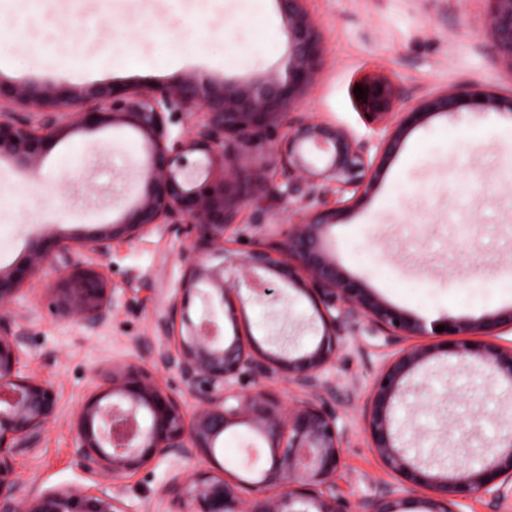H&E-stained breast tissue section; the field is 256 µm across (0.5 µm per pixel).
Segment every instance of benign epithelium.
<instances>
[{"instance_id":"obj_1","label":"benign epithelium","mask_w":512,"mask_h":512,"mask_svg":"<svg viewBox=\"0 0 512 512\" xmlns=\"http://www.w3.org/2000/svg\"><path fill=\"white\" fill-rule=\"evenodd\" d=\"M290 51L284 73H269L247 84L218 85L188 76L174 86L117 84L74 88L67 84H15L0 76V161L35 175L39 164L69 130L93 131L104 126L127 127L142 141L145 164L141 193L111 224H99L65 243L53 234L29 242L25 259L0 271V305L11 301L45 265L55 264L56 281L48 288L50 312L80 318L90 327L102 324L111 311V288L91 264L73 259L85 250L106 253L112 242L132 239L168 224H186L191 234L181 298L172 302L168 318L186 327L167 364L177 367L189 384H203L213 396L187 416L179 400L139 365L117 366L75 412L80 465L114 480L134 474L159 457L191 461L214 457L224 432L247 423L274 450L269 468L252 483L244 498L224 478L208 472L191 477L194 512H345L336 493L341 470L343 434L336 415L315 400L292 405L263 389L241 391L236 384L250 378L281 379L314 396L325 374L336 366L342 332L357 321L372 333L398 345L367 392L363 431L368 448L396 479L394 485L367 500L363 512H457V505L480 493H497L512 483V432L497 436L482 460L466 457L436 467L409 457L394 429L396 404L402 402L412 377L441 356L479 368L512 390V346L488 338L512 330V307L477 320L445 317L427 323L388 303L363 280L348 274L329 248V230L341 216L336 193H354L362 200L380 178L383 161L404 136L436 114L470 108L508 110L512 96L501 97L469 85H450L422 98L407 112L395 113L396 91L382 72L357 84L367 97L356 99L369 120L379 125L376 154L340 127L299 119L288 126V147L282 163L288 172L285 194L288 231L271 246L255 247L234 260L241 277L224 279V265L210 266L205 255L225 252V233L237 228L241 177L228 145L251 147L254 136L274 128L315 85L323 47L316 20L304 0H278ZM483 23L490 30L503 67L512 71V0H482ZM204 112L208 120L172 137L169 125L177 115ZM200 153L204 163L227 162L228 178L211 183L197 178L188 155ZM324 154L319 168L313 161ZM275 274L307 297L321 324L319 342L297 356L267 351L250 334L226 340L216 317L189 316L194 296L218 301L236 320V301L246 284L258 301H274L283 292L266 278ZM445 326L442 332L436 331ZM413 336H431L428 344H405ZM21 334L0 319V512H124L104 490L47 491L30 500L15 497L11 458L36 444L59 413L53 386L19 369ZM224 390L221 396L214 392ZM271 487L280 488L275 496Z\"/></svg>"}]
</instances>
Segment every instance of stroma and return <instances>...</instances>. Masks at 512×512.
<instances>
[{
    "label": "stroma",
    "mask_w": 512,
    "mask_h": 512,
    "mask_svg": "<svg viewBox=\"0 0 512 512\" xmlns=\"http://www.w3.org/2000/svg\"><path fill=\"white\" fill-rule=\"evenodd\" d=\"M319 25L323 61L316 85L292 111L346 129L373 144L376 131L358 109L354 84L382 69L404 111L451 84L475 85L512 96V74L497 62L482 0H305ZM274 42L273 52L260 44ZM181 55L156 60L173 45ZM289 52L277 0H0V76L25 85L102 83L172 85L184 77L246 84L281 69ZM288 127H280L238 153L240 169H262V183L237 209L242 232H227L226 276L236 257L269 240L268 227L284 223L288 173L281 156ZM145 161L132 130H81L63 136L44 159L39 177L0 161V269L26 255L30 239L45 229L69 238L118 220L142 188ZM341 217L330 230L336 257L393 306L426 321L453 316L478 319L512 307V119L493 109L438 114L412 129L389 156L374 189L357 204L341 198ZM189 238L172 224L132 240L114 242L104 255L80 254L112 285V313L91 328L59 319L47 308L54 266L40 270L5 309L22 334L20 369L49 382L59 414L34 449L13 458L18 498L48 490H104L125 512H190L187 477L205 471L228 481L253 480L268 467L271 450L248 426L228 429L213 457L192 463L171 457L136 475L112 481L83 469L76 454L75 410L104 383L113 366L143 365L178 397L186 412L206 396L189 388L163 357L177 330L167 308L186 276ZM236 322L224 336L249 333L264 348L280 343L303 352L318 338L309 328L308 299L289 289L283 300L254 301L240 291ZM394 348L365 325L347 329L324 400L335 411L344 441L339 495L347 512L392 486L362 431L366 394ZM405 428L410 455L447 454L448 442L468 437L469 459L512 429V397L487 374L455 357L432 360L414 376L394 412Z\"/></svg>",
    "instance_id": "35a3bbf8"
}]
</instances>
